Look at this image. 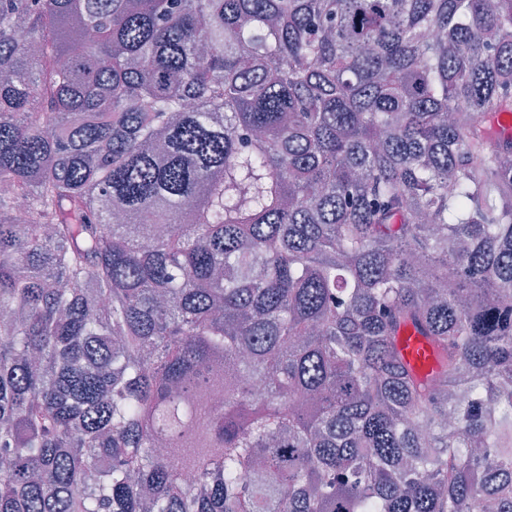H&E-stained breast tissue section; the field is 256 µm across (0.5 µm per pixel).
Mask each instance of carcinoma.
<instances>
[{"label": "carcinoma", "instance_id": "cac0c4a2", "mask_svg": "<svg viewBox=\"0 0 512 512\" xmlns=\"http://www.w3.org/2000/svg\"><path fill=\"white\" fill-rule=\"evenodd\" d=\"M502 112L512 0H0V512H512ZM399 347L404 358L421 375L430 373L436 365L429 343L415 331L408 329L399 336Z\"/></svg>", "mask_w": 512, "mask_h": 512}]
</instances>
